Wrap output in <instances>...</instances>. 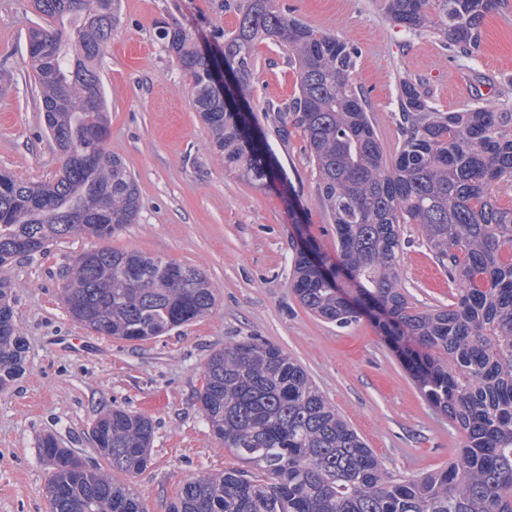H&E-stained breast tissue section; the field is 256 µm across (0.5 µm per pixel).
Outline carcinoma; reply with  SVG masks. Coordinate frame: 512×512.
<instances>
[{"label": "carcinoma", "mask_w": 512, "mask_h": 512, "mask_svg": "<svg viewBox=\"0 0 512 512\" xmlns=\"http://www.w3.org/2000/svg\"><path fill=\"white\" fill-rule=\"evenodd\" d=\"M385 0L408 31L432 28L448 47L478 52L496 0ZM47 19L28 31L25 66L40 93L59 160L55 175L23 182L0 171V390L22 374L13 282L19 257L84 235L104 245L77 254L62 286L71 318L101 335L137 342L211 312L215 289L199 269L116 251L105 241L136 223L135 178L108 147V107L97 68L117 23L118 0H32ZM219 53L192 46L181 28L159 32L190 78L196 112L224 165L265 187L277 177L250 123L256 48L276 41L298 68V93L278 111L282 131L301 130L318 194L336 232V261L303 245L293 292L326 322L377 325L430 404L465 443L448 466L400 479L385 472L307 370L278 346L249 338L212 352L197 394L213 435L245 470L184 479L168 512H512V206L496 194L512 182V108L475 101L442 112L400 82L403 140L384 156L362 88L359 53L346 41L287 17L275 0H239ZM234 72L224 83V70ZM419 225L438 264L457 283L448 307L419 311L401 288L400 225ZM109 472L47 436L49 512H146L116 474L150 461L151 421L114 407L92 433Z\"/></svg>", "instance_id": "1"}]
</instances>
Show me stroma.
<instances>
[{"instance_id": "obj_1", "label": "stroma", "mask_w": 512, "mask_h": 512, "mask_svg": "<svg viewBox=\"0 0 512 512\" xmlns=\"http://www.w3.org/2000/svg\"><path fill=\"white\" fill-rule=\"evenodd\" d=\"M277 5L358 47L353 79L368 98L386 155L401 140V80L417 83L444 112L474 99L512 105V0L487 14L480 49L470 57L444 46L432 30L411 33L395 25L384 0ZM39 22L30 0H0V70L13 75L0 94V170L26 182L48 180L58 169L38 89L24 66L27 32ZM236 22L224 0H120L119 23L99 69L109 146L135 177L141 209L109 245L200 269L216 305L156 339L100 336L75 322L61 299L67 264L95 247V239H61L43 254L17 259L11 267L15 324L27 341V369L0 391V512H48L41 439L53 435L61 447L96 460L92 427L117 406L154 425L150 464L130 480L147 512H166L188 475L239 468L211 434L196 393L209 354L247 336L277 345L303 365L394 477L440 469L464 445L463 434L422 396L372 323L325 322L292 291L297 245L309 240L332 258L336 233L301 134L278 132L275 109L298 90L286 52L273 41L259 44L250 98L253 125L280 171L267 189L225 167L193 108L186 72L157 38L158 26H178L199 49L214 51ZM401 233V285L409 302L420 310L447 306L456 288L418 225H402Z\"/></svg>"}]
</instances>
